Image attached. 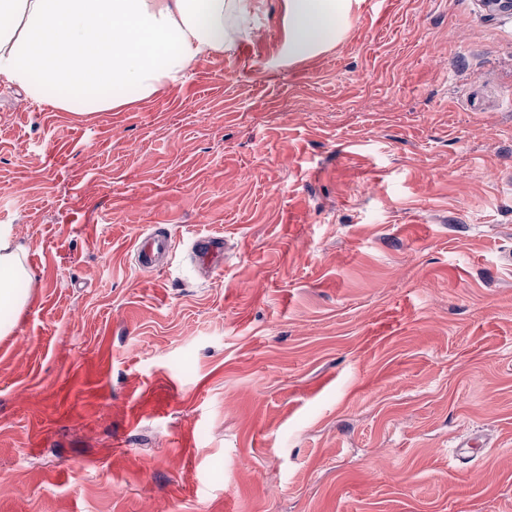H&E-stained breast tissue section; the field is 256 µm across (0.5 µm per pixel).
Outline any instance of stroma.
<instances>
[{
	"label": "stroma",
	"mask_w": 512,
	"mask_h": 512,
	"mask_svg": "<svg viewBox=\"0 0 512 512\" xmlns=\"http://www.w3.org/2000/svg\"><path fill=\"white\" fill-rule=\"evenodd\" d=\"M281 42L262 0L233 55L83 117L0 83L34 274L0 512H512V13L363 0L329 51ZM174 250L171 234L162 227L140 235L134 246L137 267L142 272H150L166 262ZM192 256L200 271L207 272L224 261V236L196 235L191 239Z\"/></svg>",
	"instance_id": "stroma-1"
}]
</instances>
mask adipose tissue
<instances>
[{"mask_svg":"<svg viewBox=\"0 0 512 512\" xmlns=\"http://www.w3.org/2000/svg\"><path fill=\"white\" fill-rule=\"evenodd\" d=\"M362 0H282L288 62L339 43ZM255 0H0V82L78 116L109 112L181 83L201 59L255 38ZM33 276L0 228V336Z\"/></svg>","mask_w":512,"mask_h":512,"instance_id":"adipose-tissue-1","label":"adipose tissue"}]
</instances>
